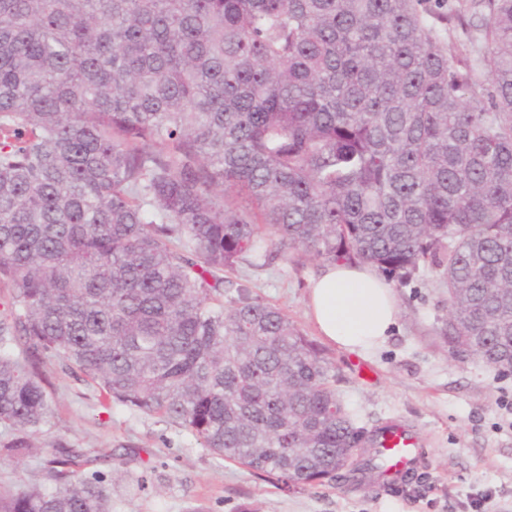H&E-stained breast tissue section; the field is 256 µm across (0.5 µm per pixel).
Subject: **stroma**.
I'll return each mask as SVG.
<instances>
[{
  "instance_id": "stroma-1",
  "label": "stroma",
  "mask_w": 512,
  "mask_h": 512,
  "mask_svg": "<svg viewBox=\"0 0 512 512\" xmlns=\"http://www.w3.org/2000/svg\"><path fill=\"white\" fill-rule=\"evenodd\" d=\"M323 267L299 254L244 262L228 274L224 296L243 289L286 313L335 366L336 390L360 426L395 423L417 436L421 460L405 483L286 489L159 417L105 401L51 361L42 376L53 417L27 457L0 464V488L46 484L42 461L61 439L78 452L77 474L101 479L112 512H512V373L449 353L441 334L448 290L438 276L425 271L395 286L396 326L358 355L323 340L307 313V284Z\"/></svg>"
}]
</instances>
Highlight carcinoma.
<instances>
[{"mask_svg": "<svg viewBox=\"0 0 512 512\" xmlns=\"http://www.w3.org/2000/svg\"><path fill=\"white\" fill-rule=\"evenodd\" d=\"M297 250L435 273L448 351L512 373V0H0V461L57 359L288 486L382 477L321 349L224 301ZM54 447L0 512H112Z\"/></svg>", "mask_w": 512, "mask_h": 512, "instance_id": "1", "label": "carcinoma"}]
</instances>
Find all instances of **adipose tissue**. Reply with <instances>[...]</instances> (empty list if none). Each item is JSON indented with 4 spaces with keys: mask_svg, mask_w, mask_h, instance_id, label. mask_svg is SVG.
I'll list each match as a JSON object with an SVG mask.
<instances>
[{
    "mask_svg": "<svg viewBox=\"0 0 512 512\" xmlns=\"http://www.w3.org/2000/svg\"><path fill=\"white\" fill-rule=\"evenodd\" d=\"M307 308L321 336L352 352L381 343L398 317L393 289L364 264L327 265L309 284Z\"/></svg>",
    "mask_w": 512,
    "mask_h": 512,
    "instance_id": "ef3b65f1",
    "label": "adipose tissue"
}]
</instances>
